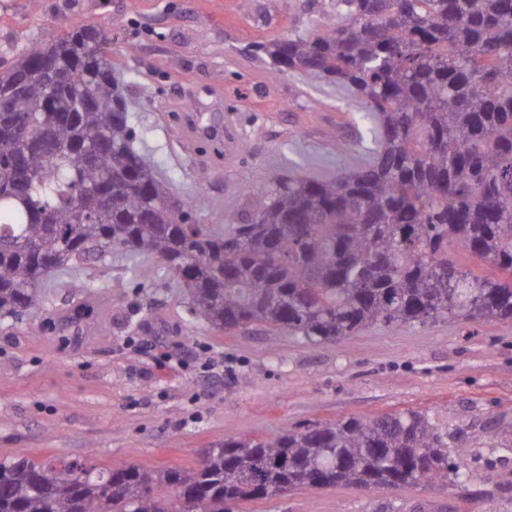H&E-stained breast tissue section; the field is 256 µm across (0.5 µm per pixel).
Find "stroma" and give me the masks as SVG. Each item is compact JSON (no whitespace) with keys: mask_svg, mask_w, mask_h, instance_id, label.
<instances>
[{"mask_svg":"<svg viewBox=\"0 0 512 512\" xmlns=\"http://www.w3.org/2000/svg\"><path fill=\"white\" fill-rule=\"evenodd\" d=\"M324 2L0 0V61L71 17L103 25L139 151L176 195H203L199 219L218 224L225 200L263 196L283 174L334 175L371 145L345 91L252 52L314 31ZM194 100L223 140L184 146ZM52 288L42 309L0 325V459L194 466L229 437L416 410L452 431L488 428L452 450L465 485L301 489L229 512H512V321L373 324L329 344L262 325L217 330L190 319L160 263L120 252Z\"/></svg>","mask_w":512,"mask_h":512,"instance_id":"obj_1","label":"stroma"}]
</instances>
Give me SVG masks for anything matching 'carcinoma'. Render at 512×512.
Wrapping results in <instances>:
<instances>
[{
  "label": "carcinoma",
  "mask_w": 512,
  "mask_h": 512,
  "mask_svg": "<svg viewBox=\"0 0 512 512\" xmlns=\"http://www.w3.org/2000/svg\"><path fill=\"white\" fill-rule=\"evenodd\" d=\"M333 8L313 34L254 54L351 94L373 124L369 159L280 176L225 202L220 225L135 149L103 27L74 18L0 62V319L42 308L50 275L118 250L160 261L191 315L219 330L258 322L330 343L373 323L512 321V0ZM454 243L490 270L449 259ZM452 477L467 475L448 429L406 411L229 438L197 467L0 461V512H224L285 490Z\"/></svg>",
  "instance_id": "cac0c4a2"
}]
</instances>
